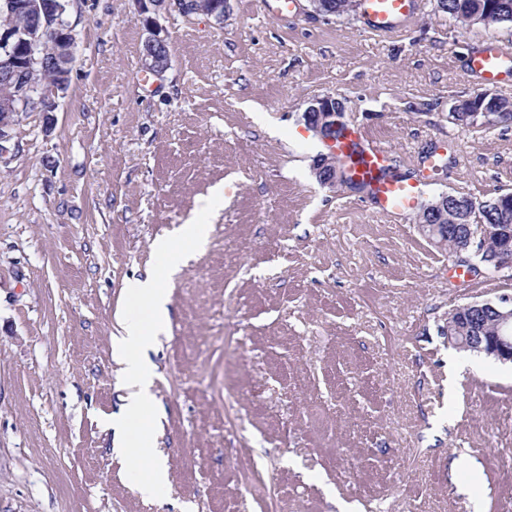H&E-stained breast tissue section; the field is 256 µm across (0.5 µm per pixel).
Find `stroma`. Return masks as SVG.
<instances>
[{
  "instance_id": "stroma-1",
  "label": "stroma",
  "mask_w": 512,
  "mask_h": 512,
  "mask_svg": "<svg viewBox=\"0 0 512 512\" xmlns=\"http://www.w3.org/2000/svg\"><path fill=\"white\" fill-rule=\"evenodd\" d=\"M308 9L169 15L172 66L142 86L134 0H74L55 126L23 114L0 164V512H512V366L446 336L512 277L320 185L302 118L344 102L425 197L512 192V124L450 121L479 91L466 56L512 52V29L460 28L437 0L390 37ZM218 187L150 354L170 484L149 499L105 427L115 315Z\"/></svg>"
}]
</instances>
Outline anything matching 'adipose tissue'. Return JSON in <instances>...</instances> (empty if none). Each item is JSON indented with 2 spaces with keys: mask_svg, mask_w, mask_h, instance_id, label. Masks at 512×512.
<instances>
[{
  "mask_svg": "<svg viewBox=\"0 0 512 512\" xmlns=\"http://www.w3.org/2000/svg\"><path fill=\"white\" fill-rule=\"evenodd\" d=\"M209 231V224L199 219L182 225L177 238L155 241L159 266L130 286L129 301L119 313V331L112 338V358L126 391L114 424L119 435L116 451L136 473V490L149 498L160 495L166 486L168 467L157 450L156 399L152 392L156 373L148 353L168 333L170 281L184 266L189 249L205 244Z\"/></svg>",
  "mask_w": 512,
  "mask_h": 512,
  "instance_id": "obj_1",
  "label": "adipose tissue"
}]
</instances>
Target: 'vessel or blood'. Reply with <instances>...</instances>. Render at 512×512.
Here are the masks:
<instances>
[{"label":"vessel or blood","mask_w":512,"mask_h":512,"mask_svg":"<svg viewBox=\"0 0 512 512\" xmlns=\"http://www.w3.org/2000/svg\"><path fill=\"white\" fill-rule=\"evenodd\" d=\"M364 6L368 29L380 36H390L415 16L418 0H364ZM466 70L480 83L497 84L512 78V57L497 42L490 41L468 55ZM330 148L345 163L352 178L366 184L383 214L399 218L420 203L422 182L396 174L391 153L363 126H344Z\"/></svg>","instance_id":"obj_1"}]
</instances>
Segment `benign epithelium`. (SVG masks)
I'll use <instances>...</instances> for the list:
<instances>
[{
  "label": "benign epithelium",
  "mask_w": 512,
  "mask_h": 512,
  "mask_svg": "<svg viewBox=\"0 0 512 512\" xmlns=\"http://www.w3.org/2000/svg\"><path fill=\"white\" fill-rule=\"evenodd\" d=\"M72 0H0V11L25 19L23 26L0 27V83L12 88L0 95V162L11 159L13 131L25 112H41L45 127L63 97L70 75L76 37L67 15ZM144 34L142 68L162 78L170 67L169 36L160 18L175 11L182 15L204 14L218 24L230 10V0H135ZM343 106L329 96L309 102L303 113L306 126L323 141H333L343 128ZM317 182L334 187L340 181L337 158L323 154L313 163ZM428 239L443 246L447 233L438 224H420ZM458 313L467 318L468 336H450L448 341L465 350L512 364V296L477 300Z\"/></svg>",
  "instance_id": "7a95c632"
}]
</instances>
